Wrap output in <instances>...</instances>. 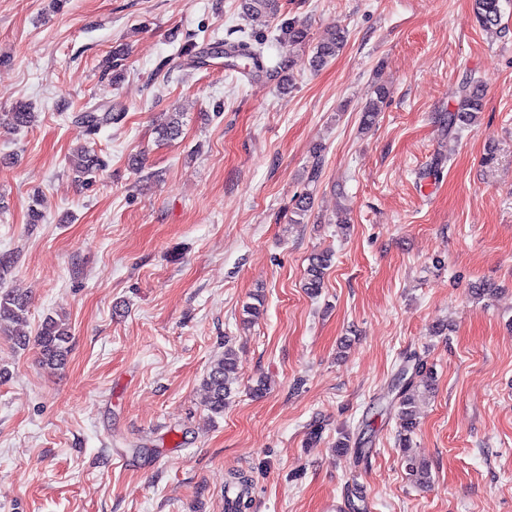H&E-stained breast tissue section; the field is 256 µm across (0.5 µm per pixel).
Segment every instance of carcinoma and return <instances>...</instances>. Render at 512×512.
<instances>
[{"label":"carcinoma","mask_w":512,"mask_h":512,"mask_svg":"<svg viewBox=\"0 0 512 512\" xmlns=\"http://www.w3.org/2000/svg\"><path fill=\"white\" fill-rule=\"evenodd\" d=\"M475 13L482 27L491 29L499 25L501 20L500 0H475ZM348 32L340 27L333 26L328 36L318 42L312 49L308 65L314 69L327 64L334 58L347 43ZM279 40L288 46V50L304 48L309 44L307 25L294 19L283 22L279 27ZM263 42L257 39L253 42L240 41L224 49L227 57H236L244 61V67L259 69L262 66ZM112 83L118 84L124 78L125 53L115 51L112 53ZM388 94L386 88H376V98L372 99L362 109L361 124L365 127L373 123L380 104ZM459 99L455 107L448 109L445 119L444 132L453 138L460 129V125L472 120L475 114L483 109L484 88L478 78L472 73L465 74L459 84ZM182 113L171 112L167 118L158 124L157 133L163 141H172L181 136ZM121 114L112 112H81L76 115V122L82 125L86 142L77 147L68 157V164L77 178L86 183L98 172L106 168V161L92 147L94 136L104 126L120 120ZM34 119L27 105L21 103L14 111L4 115L6 125L21 129L29 126ZM333 254L320 252L309 258L306 268L304 288L310 295L318 294L324 285L327 270L331 267ZM30 303L29 300L13 291L0 292V334H4L20 349L34 345L37 349L39 365L50 371L63 368L70 353V327L63 320L51 315L46 316L40 323L35 336H28L23 331L27 322ZM410 366H404L397 376L395 403L399 419V442L403 448H408L411 434L416 428L417 420L414 410V396L416 391L423 387L428 388L433 381V370L428 367L420 355L409 357ZM236 352L229 346H224V355L218 358L210 367L203 379L206 390V407L213 415L224 414V407L229 403L236 383ZM336 451L340 453H353L356 462L368 458L369 449L352 445L350 434L345 433L336 439ZM405 470L409 479L417 484L424 485L430 482V472L426 464L408 454L404 455ZM252 488L251 476L243 470H231L227 474L224 492L227 494L226 502L228 512H248L251 507L250 491Z\"/></svg>","instance_id":"carcinoma-1"}]
</instances>
